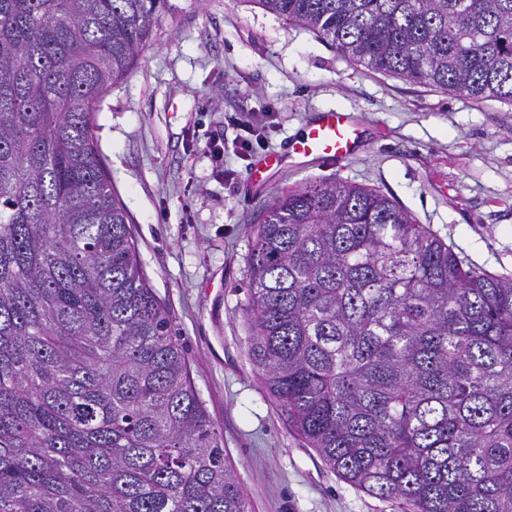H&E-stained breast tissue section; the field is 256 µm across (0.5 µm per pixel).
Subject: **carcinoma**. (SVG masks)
<instances>
[{"mask_svg": "<svg viewBox=\"0 0 512 512\" xmlns=\"http://www.w3.org/2000/svg\"><path fill=\"white\" fill-rule=\"evenodd\" d=\"M371 70L512 104V0H257ZM170 0H0V512H250L92 136ZM249 356L405 512H512V278L380 191L274 200Z\"/></svg>", "mask_w": 512, "mask_h": 512, "instance_id": "1", "label": "carcinoma"}]
</instances>
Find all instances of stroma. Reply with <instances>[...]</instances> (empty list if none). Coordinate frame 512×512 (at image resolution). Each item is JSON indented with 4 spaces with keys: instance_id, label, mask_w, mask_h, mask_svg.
<instances>
[{
    "instance_id": "35a3bbf8",
    "label": "stroma",
    "mask_w": 512,
    "mask_h": 512,
    "mask_svg": "<svg viewBox=\"0 0 512 512\" xmlns=\"http://www.w3.org/2000/svg\"><path fill=\"white\" fill-rule=\"evenodd\" d=\"M171 2L173 16L105 98L94 136L224 460L252 512H401L346 485L264 387L245 315L254 232L283 193L344 181L393 198L470 264L511 276L512 105L368 70L255 0ZM332 109L363 129L353 155L250 180L257 160ZM232 117L259 134L248 152L233 144Z\"/></svg>"
}]
</instances>
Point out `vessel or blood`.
<instances>
[{
  "label": "vessel or blood",
  "mask_w": 512,
  "mask_h": 512,
  "mask_svg": "<svg viewBox=\"0 0 512 512\" xmlns=\"http://www.w3.org/2000/svg\"><path fill=\"white\" fill-rule=\"evenodd\" d=\"M360 135V127L349 113H319L315 121L308 123L301 135L289 140L283 150L263 157L252 177L257 181L264 180L269 171L291 161L346 157L356 150Z\"/></svg>",
  "instance_id": "obj_1"
}]
</instances>
